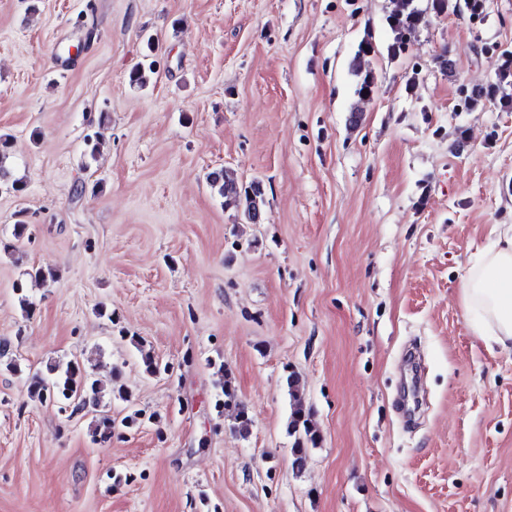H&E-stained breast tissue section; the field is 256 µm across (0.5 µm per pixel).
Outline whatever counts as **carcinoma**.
I'll use <instances>...</instances> for the list:
<instances>
[{
    "mask_svg": "<svg viewBox=\"0 0 512 512\" xmlns=\"http://www.w3.org/2000/svg\"><path fill=\"white\" fill-rule=\"evenodd\" d=\"M413 0H401V7L391 12L386 23L393 34L389 51L396 56L406 49V35L421 21V13L412 7ZM372 50V43L366 41L359 49L352 61V69L359 77L357 93L363 97L372 94L374 76L372 72L364 70L362 58ZM209 184L224 197L229 204L245 201L244 216L254 221L255 211L264 203L263 189L258 182L244 187L239 184L233 174L220 169L209 174ZM49 376L35 374L29 380L28 392L40 400L58 405L59 411L76 412L87 406L99 405L101 391L96 381H92L81 369L79 364H72L62 374L55 373V369L48 370ZM289 395L292 399V412L288 422V434L294 437L292 447L293 468L298 471L304 469L310 447L320 442V436L314 428L310 411L305 404L304 388L300 380L293 374L286 378ZM236 395L231 384L226 382L214 397V409L223 413L224 409L235 403ZM116 428L115 421L108 415L102 416L95 429V440L106 443L112 439V432Z\"/></svg>",
    "mask_w": 512,
    "mask_h": 512,
    "instance_id": "1",
    "label": "carcinoma"
}]
</instances>
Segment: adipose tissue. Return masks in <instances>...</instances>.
Masks as SVG:
<instances>
[{
  "mask_svg": "<svg viewBox=\"0 0 512 512\" xmlns=\"http://www.w3.org/2000/svg\"><path fill=\"white\" fill-rule=\"evenodd\" d=\"M492 234L463 280L462 304L479 336L512 351V225H495Z\"/></svg>",
  "mask_w": 512,
  "mask_h": 512,
  "instance_id": "ef3b65f1",
  "label": "adipose tissue"
}]
</instances>
